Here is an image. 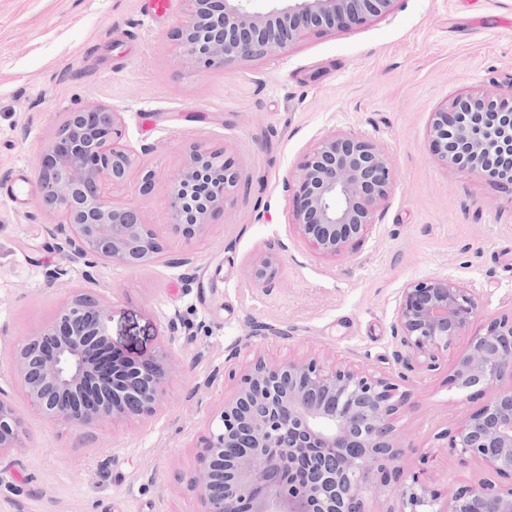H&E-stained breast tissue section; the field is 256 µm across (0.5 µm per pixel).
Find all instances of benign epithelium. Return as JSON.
<instances>
[{"mask_svg":"<svg viewBox=\"0 0 512 512\" xmlns=\"http://www.w3.org/2000/svg\"><path fill=\"white\" fill-rule=\"evenodd\" d=\"M183 2L173 35L179 56L188 68L214 70L284 56L309 36L361 27L389 13L394 0H276L266 12L252 9L251 0ZM123 126L121 113L86 105L67 115L42 157L39 191L63 235L62 250L90 268L106 262L141 268L163 256L142 212L111 195L136 164L121 143ZM103 127L112 129L111 138L99 137ZM429 150L444 166L495 179L512 197V85L496 94H462L439 108ZM393 184L380 145L351 132L328 135L299 165L293 225L316 254L335 257L365 241ZM238 186L223 152L190 147L168 194L175 229L187 241L200 236ZM273 262L266 255L253 263L256 282L268 279ZM481 312L474 289L449 276L423 278L403 288L394 328L402 347L430 361L468 338L456 357L454 384L462 394L490 396L461 419L448 448L512 474V316L492 318L483 331L468 334ZM109 322L102 299L77 292L14 346L15 378L48 418L82 430L155 412L169 372L167 354L115 355ZM406 401L390 378L351 364L328 366L315 357L254 360L202 438L191 482L199 512H367L366 493L385 486L387 467L399 454L393 419ZM311 441L340 452L311 464L307 485H285L283 471L301 462V449ZM20 447L21 420L0 398V457ZM400 500L401 512H512V487H460L443 505L414 476Z\"/></svg>","mask_w":512,"mask_h":512,"instance_id":"7a95c632","label":"benign epithelium"}]
</instances>
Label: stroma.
<instances>
[{"mask_svg": "<svg viewBox=\"0 0 512 512\" xmlns=\"http://www.w3.org/2000/svg\"><path fill=\"white\" fill-rule=\"evenodd\" d=\"M147 3L0 0V392L24 434L0 462V512H198L190 484L211 416L255 358L308 354L391 377L409 394L394 421L401 453L386 492L367 495L368 512H398L415 475L444 498L461 486L512 484L448 450V431L488 399L451 383L465 341L436 361L415 359L393 328L402 289L446 275L476 289L485 316L512 315V200L429 151L439 107L512 84V0H395L364 27L210 72L185 68L173 50L182 0L151 21ZM87 103L123 117L138 163L114 195L143 212L161 263L89 270L58 249L40 203V157L68 112ZM334 132L383 146L395 186L366 242L324 258L290 226L288 184ZM195 143L223 151L240 185L189 242L170 222L167 196ZM268 253L271 279L255 284L251 266ZM56 267L63 275L49 279ZM76 291L108 303L115 352L166 350L172 372L153 415L77 432L20 392L13 344Z\"/></svg>", "mask_w": 512, "mask_h": 512, "instance_id": "obj_1", "label": "stroma"}]
</instances>
